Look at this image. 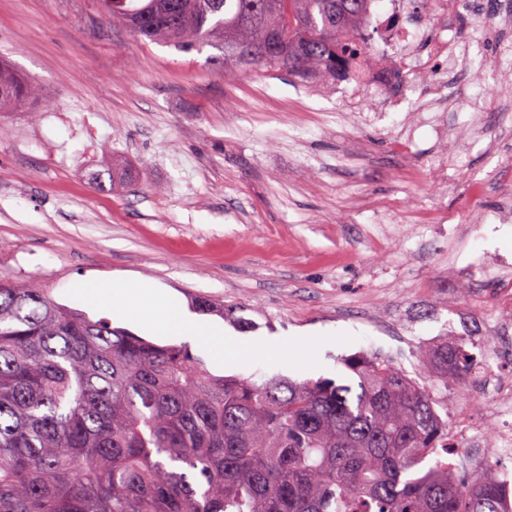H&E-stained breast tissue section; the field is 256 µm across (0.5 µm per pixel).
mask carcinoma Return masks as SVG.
Segmentation results:
<instances>
[{"label": "carcinoma", "instance_id": "obj_1", "mask_svg": "<svg viewBox=\"0 0 512 512\" xmlns=\"http://www.w3.org/2000/svg\"><path fill=\"white\" fill-rule=\"evenodd\" d=\"M375 0H98L140 39L214 64L336 85L371 60L358 37ZM274 34L280 52L267 53ZM0 62V112L37 101ZM443 386L484 363L459 338L425 353ZM331 381L211 373L187 344L159 345L108 318L0 278V512H512L494 464L448 456L435 399L386 356Z\"/></svg>", "mask_w": 512, "mask_h": 512}]
</instances>
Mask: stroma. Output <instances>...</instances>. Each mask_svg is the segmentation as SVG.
<instances>
[{
	"label": "stroma",
	"mask_w": 512,
	"mask_h": 512,
	"mask_svg": "<svg viewBox=\"0 0 512 512\" xmlns=\"http://www.w3.org/2000/svg\"><path fill=\"white\" fill-rule=\"evenodd\" d=\"M476 61L400 70L395 85L311 87L266 69L223 71L207 53L142 44L96 0H0V60L41 97L0 112V275L72 309L76 284L155 285L204 296L235 343L217 375L352 383L344 358H394L427 389L421 352L447 336L512 361V22L468 0ZM109 172L113 184L98 189Z\"/></svg>",
	"instance_id": "obj_1"
}]
</instances>
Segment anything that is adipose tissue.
Returning <instances> with one entry per match:
<instances>
[{
  "instance_id": "ef3b65f1",
  "label": "adipose tissue",
  "mask_w": 512,
  "mask_h": 512,
  "mask_svg": "<svg viewBox=\"0 0 512 512\" xmlns=\"http://www.w3.org/2000/svg\"><path fill=\"white\" fill-rule=\"evenodd\" d=\"M77 295L88 306L116 308L123 321L153 335L203 342L216 361L224 359L223 330L189 318L179 301L161 289L121 280L94 281L82 284Z\"/></svg>"
}]
</instances>
